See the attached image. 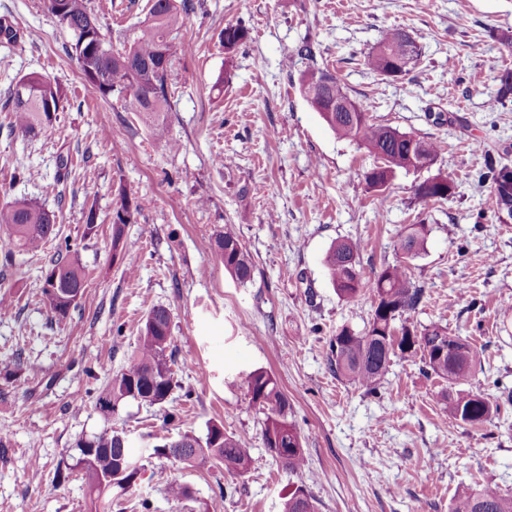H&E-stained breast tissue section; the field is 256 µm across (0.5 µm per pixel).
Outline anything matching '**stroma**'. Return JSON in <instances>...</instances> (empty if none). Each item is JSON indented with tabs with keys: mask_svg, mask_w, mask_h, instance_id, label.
<instances>
[{
	"mask_svg": "<svg viewBox=\"0 0 512 512\" xmlns=\"http://www.w3.org/2000/svg\"><path fill=\"white\" fill-rule=\"evenodd\" d=\"M148 0H93L102 31L120 47L143 20ZM190 20L169 76L172 110L157 140L136 114L104 101L65 51L67 32L45 0H0L19 29L0 42V97L19 76L55 79L69 102L37 136L11 129L0 111V202L26 199L56 212L60 237L86 273L68 316L52 315L41 276L54 242L17 249L0 229V258L11 304L0 308V361L38 366L0 397V512H89L75 445L103 427L142 447L209 422L246 440L253 463L242 477L213 461L147 458L137 484L113 490L111 512H283L295 488L317 512H450L481 486L512 494V220L499 218L478 177L512 166V103L490 109L512 53V0H188ZM248 30L226 53L225 24ZM410 34L420 56L398 78L364 65L383 30ZM317 62L351 97L368 101L379 123L439 142L435 163L396 172L380 191L363 175L376 159L336 135L304 100L305 61L284 66L305 37ZM71 164L60 168V157ZM443 175L447 200L421 208L419 183ZM138 205L123 242L112 244L120 195ZM97 225L87 231L88 213ZM426 224L423 251L409 272L424 296L408 323L447 326L477 355L469 391L496 400L481 425L450 417L448 388L420 358H392L377 393L336 375L328 343L341 328L360 333L373 314L371 292L340 298L323 259L344 240L361 245L372 278L395 262L397 242ZM234 225L251 254L254 278L240 284L214 240ZM166 308L176 387L167 402L129 401L111 419L95 392L129 365L152 308ZM270 373L288 399L303 439L305 470L282 468L262 443L264 416L236 381L239 371ZM191 401H184V392ZM191 496L174 502L172 483Z\"/></svg>",
	"mask_w": 512,
	"mask_h": 512,
	"instance_id": "obj_1",
	"label": "stroma"
}]
</instances>
